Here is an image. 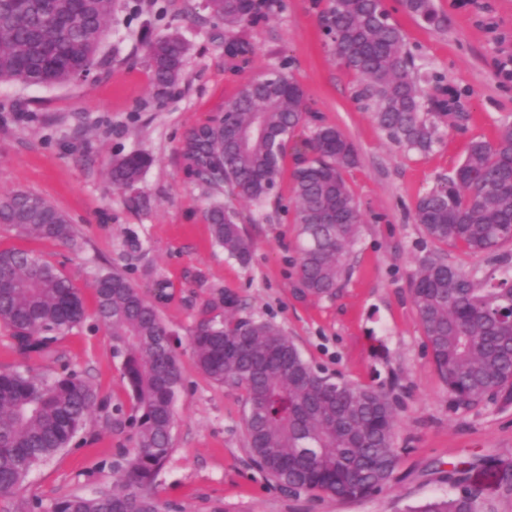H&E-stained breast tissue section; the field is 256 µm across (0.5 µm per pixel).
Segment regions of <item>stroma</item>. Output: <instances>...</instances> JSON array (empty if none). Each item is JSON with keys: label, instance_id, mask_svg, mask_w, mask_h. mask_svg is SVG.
<instances>
[{"label": "stroma", "instance_id": "stroma-1", "mask_svg": "<svg viewBox=\"0 0 512 512\" xmlns=\"http://www.w3.org/2000/svg\"><path fill=\"white\" fill-rule=\"evenodd\" d=\"M500 31L496 43L471 10H449L448 25H421L400 0H387L418 66L441 71L448 82L470 86L466 132L445 129L426 154L407 152L377 127L357 101L360 79L340 66L321 30L327 0H276L266 19L242 35L254 53L229 71L224 25L204 0H117L104 44L107 64L96 79L65 85L0 84V193L40 195L67 215L83 247L24 238L0 227V249L41 255L80 288L88 315L57 343L59 360H37L35 372L53 377L70 368L98 387L104 400L85 430L51 462L29 475L19 496L0 500V512L19 501L50 512L59 498L111 485L113 463L134 451L131 427L114 428L130 411L122 361L93 309L99 269L126 270L177 341L182 383L175 402L169 458L152 485L168 512H407L447 495L449 472L467 469L482 491V512H512V486L501 480L512 464V405L455 409L426 347L410 295V275L426 254L490 272L494 264L462 249L431 242L413 221L418 198L463 160L471 139H492L512 121V87H501L496 65L512 52V0H491ZM178 35L186 46L184 78L157 95L146 58L148 41ZM287 73L304 89L320 122L353 142L357 163L345 178L363 215L350 276L332 298L298 295L293 288L299 239L293 222L291 172L286 154L274 199L257 205L232 200L254 249L248 265L213 244L205 212L222 194L184 174L187 133L206 123L249 81ZM151 156L139 195L113 188V157ZM136 233L144 257L128 260L125 239ZM238 296L240 316L281 327L303 356L325 374L360 385L389 387L398 401L395 446L399 463L379 495L343 500L281 493L252 465L243 414L245 395L214 384L195 366L190 336L201 307Z\"/></svg>", "mask_w": 512, "mask_h": 512}]
</instances>
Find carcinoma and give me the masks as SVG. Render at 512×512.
Segmentation results:
<instances>
[{
	"instance_id": "carcinoma-1",
	"label": "carcinoma",
	"mask_w": 512,
	"mask_h": 512,
	"mask_svg": "<svg viewBox=\"0 0 512 512\" xmlns=\"http://www.w3.org/2000/svg\"><path fill=\"white\" fill-rule=\"evenodd\" d=\"M428 26L446 21L434 0H402ZM270 0H208L224 21L230 58L252 53L241 29L266 18ZM115 0H0V83L68 84L95 68ZM322 19L334 34L339 64L363 81L362 97L386 136L407 150L429 152L439 126L465 129L468 86L420 71L402 31L379 0H328ZM186 47L176 35L147 45L153 85L161 92L183 77ZM503 87L512 85V55L497 61ZM444 91V108L429 90ZM228 120L195 128L183 144L190 177L239 199L271 198L283 172L288 141L308 121L306 94L280 71L244 85L225 105ZM356 162L352 142L337 127L317 125L295 152L291 173L299 237L296 288L304 296L333 297L349 275L362 214L343 172ZM151 158L134 152L112 160V185L132 189ZM214 242L242 264L252 242L239 214L217 204L207 211ZM413 220L434 243L462 246L475 256L496 254L501 278L478 276L425 256L410 277L435 368L457 408L512 404V122L492 140L472 139L463 161L417 200ZM0 224L19 236L81 248L67 217L44 198L18 190L0 195ZM97 321L123 359L132 401L128 420L136 448L112 486L57 500L53 512H162L149 485L172 449L174 404L181 382L175 341L156 305L120 269H101L92 284ZM238 300L224 295V320L204 317L191 346L211 381L245 393L246 442L256 470L281 491L357 499L382 493L396 470V410L383 388L356 385L315 369L295 342L267 320L235 315ZM86 317L83 296L54 264L22 249L0 250V324L28 358L50 357L52 344ZM98 388L75 370L47 379L0 370V497L18 490L31 471L68 447L101 406ZM452 492L412 512H480L477 490L448 476Z\"/></svg>"
}]
</instances>
